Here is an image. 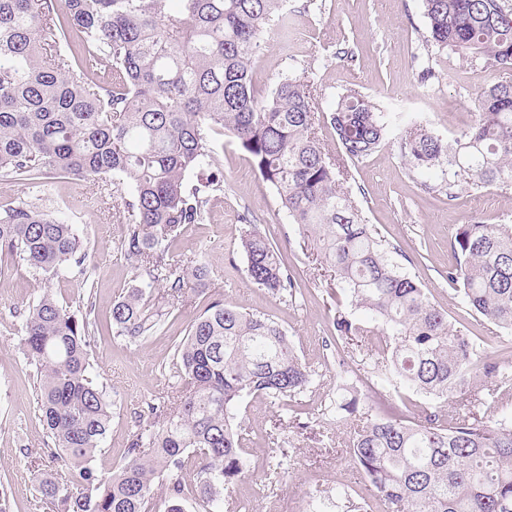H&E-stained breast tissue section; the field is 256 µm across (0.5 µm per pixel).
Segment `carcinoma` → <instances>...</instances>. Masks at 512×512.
Wrapping results in <instances>:
<instances>
[{
  "mask_svg": "<svg viewBox=\"0 0 512 512\" xmlns=\"http://www.w3.org/2000/svg\"><path fill=\"white\" fill-rule=\"evenodd\" d=\"M0 0V176L34 184L57 176L99 177L130 190L121 256L135 284L112 302V335L129 343L159 330L186 293L207 286L202 262L187 269L167 242L203 221L224 181L188 177L212 167L210 134L227 133L276 190L288 222L315 242L336 287L375 328L338 311L336 336H381L385 378L442 401L407 421L359 412V399L336 404V423L351 428L349 454L369 497L386 512H512V415L457 410L481 364L484 341L454 327L396 262L350 194L346 160L371 155L390 121L351 90L334 104L330 125L341 158L326 151L317 119V86L302 69L267 96L254 88L252 60L268 26L285 25V0ZM432 42L460 57L512 68V8L502 0H422ZM477 120L449 142L417 120L395 142L410 168L439 170L448 198L473 189L512 188V83L481 88ZM238 249L249 280L293 296L278 246L242 217ZM448 282L471 311L512 334V224L457 228ZM0 255L42 273L81 266L86 250L72 225L36 201L0 206ZM92 310L60 304L47 291L29 307L19 350L34 366L40 418L53 439L38 469L37 491L49 512H183L184 475L206 512L244 473L246 396L288 398L312 371L284 329L266 314L214 299L176 348L179 378L167 402L139 415L117 471L93 466L111 420V401L91 376ZM502 376V375H500ZM509 382L502 376V383ZM167 485L156 509L154 484Z\"/></svg>",
  "mask_w": 512,
  "mask_h": 512,
  "instance_id": "1",
  "label": "carcinoma"
}]
</instances>
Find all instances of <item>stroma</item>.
Masks as SVG:
<instances>
[{"label": "stroma", "mask_w": 512, "mask_h": 512, "mask_svg": "<svg viewBox=\"0 0 512 512\" xmlns=\"http://www.w3.org/2000/svg\"><path fill=\"white\" fill-rule=\"evenodd\" d=\"M286 12L287 29L267 30L253 61V82L262 95L289 66L306 67L317 82L319 111L329 112L341 95L356 89L390 117L423 120L452 140L471 127L480 86L512 82V70L488 67L478 58L452 59L430 45L421 0H288ZM420 58L428 60L437 80L420 82ZM215 153L224 190L211 199L203 221L187 226L169 245L173 260L206 263L209 289L136 344L113 336L110 328L112 303L135 274L117 251L131 214L115 212L112 196L100 193L94 178L63 176L43 188L0 176V205L42 199L89 245L83 274L74 269L45 275L21 261L0 258V478L11 485L10 512H45L25 458L38 455L51 440L38 415L35 370L17 345L28 306L47 290L61 304L90 302L95 307L92 374L112 403L110 429L94 461L105 472L121 465L138 425L137 412L170 396L175 345L209 300L221 298L268 314L287 331L313 376L294 397L244 399L239 419L249 438L247 468L225 487V512H352L365 491L349 460L348 432L329 414L339 385L353 386L359 396L384 403L407 420L434 407V399L372 374L375 357L365 343L336 337L332 320L337 311L351 312L349 298L310 258L297 225L287 222L274 189L236 141L217 137ZM348 167V190L368 223L396 249L404 272L464 334L483 337L484 362L512 367V344L500 343L494 326L463 305L448 282L450 242L458 225L500 223L512 215V190L504 194L490 186L449 198L435 175L410 170L391 139ZM245 215L273 235L298 295L275 296L248 279L237 251ZM275 464L281 477H268Z\"/></svg>", "instance_id": "obj_1"}]
</instances>
